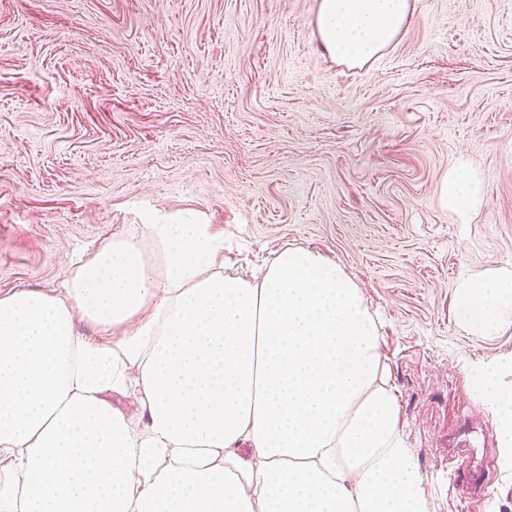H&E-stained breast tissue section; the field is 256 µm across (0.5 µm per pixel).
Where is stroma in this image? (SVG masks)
<instances>
[{
  "mask_svg": "<svg viewBox=\"0 0 512 512\" xmlns=\"http://www.w3.org/2000/svg\"><path fill=\"white\" fill-rule=\"evenodd\" d=\"M317 0H0V292H55L78 253L191 218L244 272L285 245L345 268L430 512H512V469L469 367L512 328H461L469 276L512 267V0H415L406 35L350 68ZM466 162L468 222L440 183ZM493 461L481 506L468 471Z\"/></svg>",
  "mask_w": 512,
  "mask_h": 512,
  "instance_id": "1",
  "label": "stroma"
}]
</instances>
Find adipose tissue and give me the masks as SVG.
I'll return each mask as SVG.
<instances>
[{
    "mask_svg": "<svg viewBox=\"0 0 512 512\" xmlns=\"http://www.w3.org/2000/svg\"><path fill=\"white\" fill-rule=\"evenodd\" d=\"M413 10L318 0L315 33L360 67ZM440 198L463 218L481 204L466 164ZM143 230L102 244L62 293L0 295V512H429L379 320L342 267L287 246L245 277L210 225ZM455 316L511 326L512 267L461 284ZM508 370L473 364L471 384L512 468Z\"/></svg>",
    "mask_w": 512,
    "mask_h": 512,
    "instance_id": "obj_1",
    "label": "adipose tissue"
}]
</instances>
